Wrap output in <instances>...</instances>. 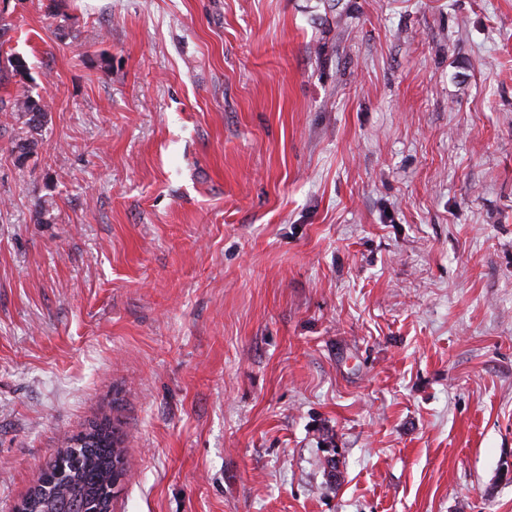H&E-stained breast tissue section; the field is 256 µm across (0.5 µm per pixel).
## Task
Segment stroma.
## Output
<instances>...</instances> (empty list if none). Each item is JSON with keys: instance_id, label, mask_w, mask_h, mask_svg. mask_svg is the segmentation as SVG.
Here are the masks:
<instances>
[{"instance_id": "1", "label": "stroma", "mask_w": 512, "mask_h": 512, "mask_svg": "<svg viewBox=\"0 0 512 512\" xmlns=\"http://www.w3.org/2000/svg\"><path fill=\"white\" fill-rule=\"evenodd\" d=\"M0 13V512L104 412L112 512H512V0ZM10 104V112H15L16 118L22 120L21 123L25 128L24 135L14 140L12 153L18 165H25L37 155L42 130L47 124V112L39 101L25 92L15 97Z\"/></svg>"}]
</instances>
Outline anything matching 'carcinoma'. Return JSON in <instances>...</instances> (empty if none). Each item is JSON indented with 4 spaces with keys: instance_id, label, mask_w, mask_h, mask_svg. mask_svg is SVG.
<instances>
[{
    "instance_id": "carcinoma-1",
    "label": "carcinoma",
    "mask_w": 512,
    "mask_h": 512,
    "mask_svg": "<svg viewBox=\"0 0 512 512\" xmlns=\"http://www.w3.org/2000/svg\"><path fill=\"white\" fill-rule=\"evenodd\" d=\"M3 71L23 77L28 73L27 61L10 54L6 62L0 64V72ZM11 111L25 128L24 135L13 142L12 148L16 163L24 165L37 155L47 112L27 93L13 99ZM110 434V438L84 445L74 443L75 437L71 436L69 441L54 449V455L66 456L67 477L72 480L68 500L62 504L63 512H98L99 498L110 489L113 460L125 450L124 432L114 424Z\"/></svg>"
}]
</instances>
